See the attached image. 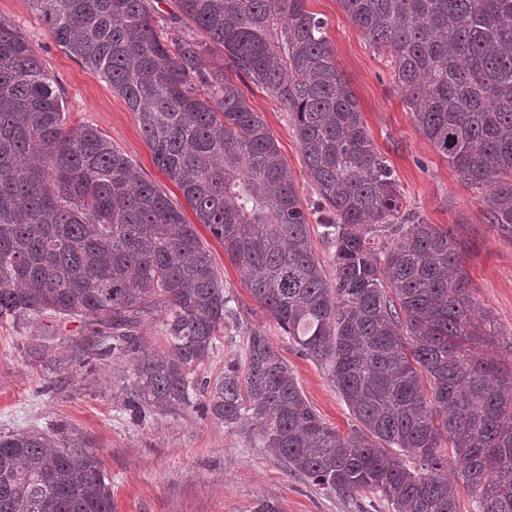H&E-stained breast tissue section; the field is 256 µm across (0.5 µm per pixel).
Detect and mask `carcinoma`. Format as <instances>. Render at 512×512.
I'll return each instance as SVG.
<instances>
[{
    "instance_id": "1",
    "label": "carcinoma",
    "mask_w": 512,
    "mask_h": 512,
    "mask_svg": "<svg viewBox=\"0 0 512 512\" xmlns=\"http://www.w3.org/2000/svg\"><path fill=\"white\" fill-rule=\"evenodd\" d=\"M54 41L137 115L157 167L224 245L256 305L328 366L358 425L344 436L310 406L263 330L215 382L193 377L237 309L183 208L89 125H72L37 51L0 17V319L79 317L88 361L133 359L126 409H204L320 488L369 492L392 512H512V371L468 296L464 249L401 211L305 0H31ZM389 58L395 89L459 178L512 225V0H339ZM224 54L226 68L211 57ZM278 100L315 185L336 278L310 245L308 206L265 122L235 84ZM161 321L167 349L135 333ZM455 471L448 479V467ZM0 512H113L89 448L32 430L0 435Z\"/></svg>"
}]
</instances>
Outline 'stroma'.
Listing matches in <instances>:
<instances>
[{"label":"stroma","instance_id":"35a3bbf8","mask_svg":"<svg viewBox=\"0 0 512 512\" xmlns=\"http://www.w3.org/2000/svg\"><path fill=\"white\" fill-rule=\"evenodd\" d=\"M305 6L328 23L336 66L359 103L375 149L395 172L404 209L462 236L466 289L490 312L498 333L489 356L511 367L512 229L489 222L483 191L461 181L425 138L393 89L385 57L353 27L338 0H306ZM0 17L23 32L54 76L69 123L96 128L147 180L173 202H182L180 192L155 165L135 114L99 75L56 44L28 0H0ZM245 94L277 140L300 197L316 205L317 193L304 172L287 112L257 87ZM198 233L237 308L236 319L225 321L222 337L211 358L198 367V376L220 377L229 361L243 356L250 331L263 330L292 368L310 405L340 434L349 433L354 418L328 368L293 349L274 320L258 310L223 244L207 228ZM90 334L89 325L77 317L43 315L28 325L0 320V433H61L75 447L95 449L112 484L114 512H253L264 499L275 500L279 512H392L370 493L352 498L331 494L289 471L282 459L262 447L252 423L224 428L198 404L178 415L134 420L124 405L132 378L130 360L58 367V360L75 354L78 342ZM35 337L48 345L49 358L35 361L27 356L26 347Z\"/></svg>","mask_w":512,"mask_h":512}]
</instances>
